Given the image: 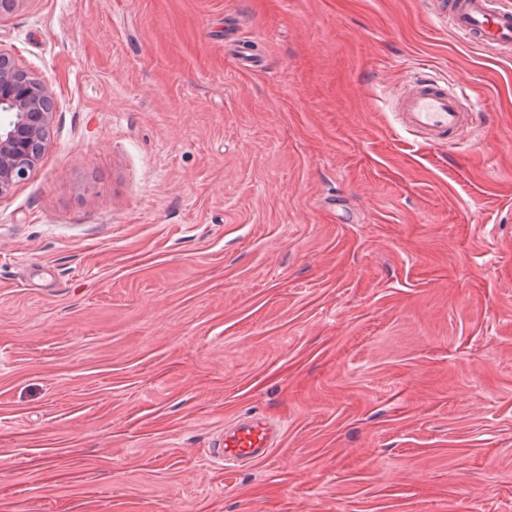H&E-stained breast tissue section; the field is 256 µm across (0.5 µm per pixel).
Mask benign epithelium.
I'll return each instance as SVG.
<instances>
[{"mask_svg": "<svg viewBox=\"0 0 512 512\" xmlns=\"http://www.w3.org/2000/svg\"><path fill=\"white\" fill-rule=\"evenodd\" d=\"M53 115L47 81L0 49V195L36 170Z\"/></svg>", "mask_w": 512, "mask_h": 512, "instance_id": "7a95c632", "label": "benign epithelium"}]
</instances>
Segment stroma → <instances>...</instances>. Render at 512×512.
<instances>
[{
    "label": "stroma",
    "instance_id": "stroma-1",
    "mask_svg": "<svg viewBox=\"0 0 512 512\" xmlns=\"http://www.w3.org/2000/svg\"><path fill=\"white\" fill-rule=\"evenodd\" d=\"M0 49L57 105L0 195V512H512V48L438 0H20ZM421 70L456 144L394 119ZM248 414L279 446L213 462ZM464 92L448 87L445 80L417 75L395 94L396 121L432 146L450 143L468 129L469 113L463 112Z\"/></svg>",
    "mask_w": 512,
    "mask_h": 512
}]
</instances>
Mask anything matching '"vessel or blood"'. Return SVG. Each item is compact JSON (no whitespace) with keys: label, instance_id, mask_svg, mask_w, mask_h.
I'll return each mask as SVG.
<instances>
[{"label":"vessel or blood","instance_id":"b4317fda","mask_svg":"<svg viewBox=\"0 0 512 512\" xmlns=\"http://www.w3.org/2000/svg\"><path fill=\"white\" fill-rule=\"evenodd\" d=\"M443 11L463 38L491 48L512 47V0H448ZM463 98V91L449 87L446 81L418 75L395 94L394 115L406 131L439 146L468 129ZM281 433L279 422L257 415L244 417L225 428L211 454L224 462L249 464L267 456L278 445Z\"/></svg>","mask_w":512,"mask_h":512}]
</instances>
